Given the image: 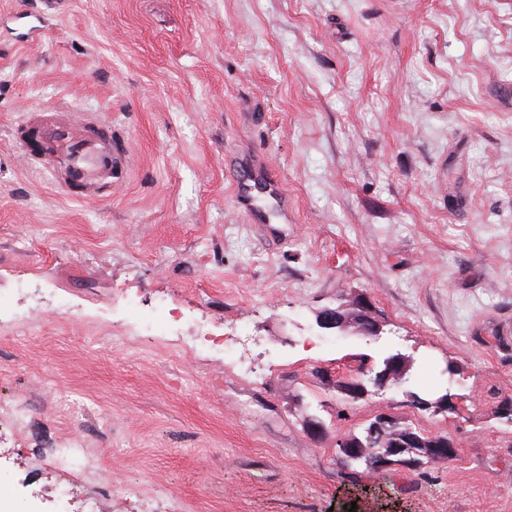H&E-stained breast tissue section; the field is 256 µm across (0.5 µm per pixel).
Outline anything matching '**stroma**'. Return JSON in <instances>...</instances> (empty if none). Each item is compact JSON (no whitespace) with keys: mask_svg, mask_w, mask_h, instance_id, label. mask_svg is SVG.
Returning <instances> with one entry per match:
<instances>
[{"mask_svg":"<svg viewBox=\"0 0 512 512\" xmlns=\"http://www.w3.org/2000/svg\"><path fill=\"white\" fill-rule=\"evenodd\" d=\"M33 2L0 0V291L32 313L0 330V404L27 411L0 425L18 512H76L44 466L71 437L109 512L156 485L152 512H512V0H68L16 43ZM59 106L111 120V198L22 166L12 127ZM257 156L287 217L235 201ZM354 293L382 336L317 326ZM162 301L174 335L122 332ZM241 325L238 360L196 349ZM396 352L402 387L351 403L323 383ZM382 411L455 456L363 473L365 497L336 442Z\"/></svg>","mask_w":512,"mask_h":512,"instance_id":"obj_1","label":"stroma"}]
</instances>
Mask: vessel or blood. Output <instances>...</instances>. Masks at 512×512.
Returning <instances> with one entry per match:
<instances>
[{"label": "vessel or blood", "instance_id": "b4317fda", "mask_svg": "<svg viewBox=\"0 0 512 512\" xmlns=\"http://www.w3.org/2000/svg\"><path fill=\"white\" fill-rule=\"evenodd\" d=\"M11 136L21 146L25 166L45 169L59 177L70 187L73 198L96 201L111 193L113 172L120 159L109 122L97 121L91 132L83 117L57 112L41 122L35 140H28L19 126L13 128ZM234 192L237 200L252 206L263 198L276 212L288 207L281 185L259 174L235 181Z\"/></svg>", "mask_w": 512, "mask_h": 512}]
</instances>
